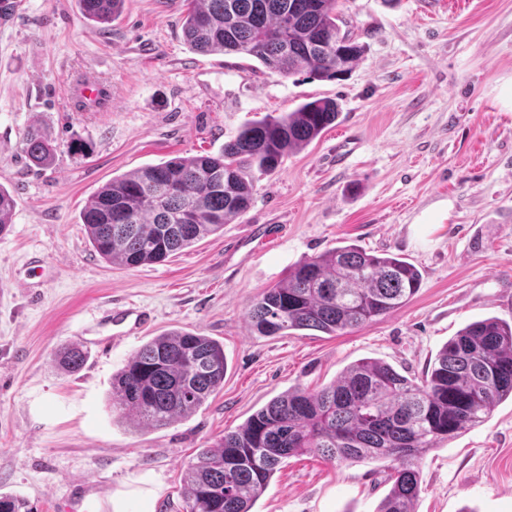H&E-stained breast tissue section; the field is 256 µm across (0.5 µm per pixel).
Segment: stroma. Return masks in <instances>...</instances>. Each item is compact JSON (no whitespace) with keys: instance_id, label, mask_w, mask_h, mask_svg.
Returning <instances> with one entry per match:
<instances>
[{"instance_id":"1","label":"stroma","mask_w":512,"mask_h":512,"mask_svg":"<svg viewBox=\"0 0 512 512\" xmlns=\"http://www.w3.org/2000/svg\"><path fill=\"white\" fill-rule=\"evenodd\" d=\"M0 18V185L16 206L0 234V493L32 512H183L188 463L289 388L317 390L377 359L422 378L469 323H512V0H340L365 52L339 79L288 78L256 59L185 43L184 0H125L110 25L76 0H16ZM108 108H71L73 80ZM331 98L336 122L256 177L249 208L165 262L107 263L80 214L112 178L217 153L249 120ZM38 130L57 151H24ZM83 140L89 153L72 151ZM355 245L422 275L403 307L339 336L251 333L253 299L298 261ZM151 325L109 342L112 306ZM224 347V384L193 415L136 429L112 410V377L152 337ZM87 353L69 373L54 360ZM414 512H512V401L419 463ZM381 463L286 459L252 512H377ZM26 154L29 161L35 167H47L51 165L55 157L56 146L38 132H32L26 139ZM55 360L58 365L69 372H77L86 360V352L80 344L72 343L56 353Z\"/></svg>"}]
</instances>
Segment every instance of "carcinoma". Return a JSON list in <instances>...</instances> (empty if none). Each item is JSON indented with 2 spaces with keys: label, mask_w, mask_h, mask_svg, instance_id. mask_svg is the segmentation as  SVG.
<instances>
[{
  "label": "carcinoma",
  "mask_w": 512,
  "mask_h": 512,
  "mask_svg": "<svg viewBox=\"0 0 512 512\" xmlns=\"http://www.w3.org/2000/svg\"><path fill=\"white\" fill-rule=\"evenodd\" d=\"M125 0H77L84 17L108 24ZM185 41L200 53L257 59L289 77L299 71L337 79L360 61L364 46L338 11L339 0H186ZM339 106L320 98L278 117L242 127L216 155L177 157L112 179L81 213L91 247L127 268L160 263L224 229L252 199L255 173L275 170L336 122ZM56 146L38 132L26 139L35 167L51 165ZM180 191L172 193L169 186ZM0 186V233L15 209ZM419 270L392 254L338 246L306 258L282 282L252 301L247 320L261 336L292 330L341 335L409 301ZM80 344L56 353L77 372ZM224 347L198 332L173 330L138 349L112 377V409L137 428H161L196 412L224 384ZM512 399V324L489 317L450 338L422 379L391 365L361 361L318 391L295 387L273 398L216 446L190 463L184 512H251L285 459L314 453L330 462L386 463L392 482L379 512H414L419 462L440 443L485 421ZM0 512H31L14 496H0Z\"/></svg>",
  "instance_id": "carcinoma-1"
}]
</instances>
